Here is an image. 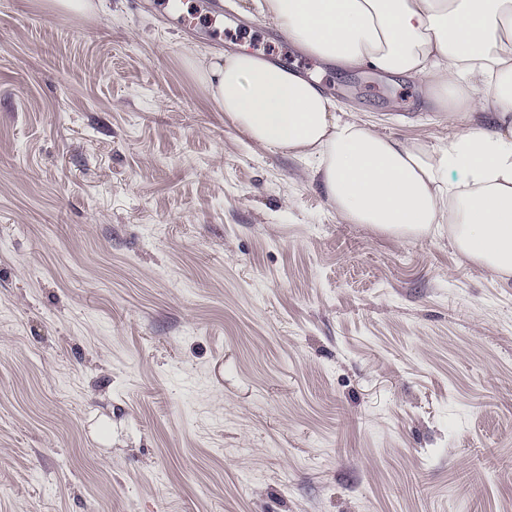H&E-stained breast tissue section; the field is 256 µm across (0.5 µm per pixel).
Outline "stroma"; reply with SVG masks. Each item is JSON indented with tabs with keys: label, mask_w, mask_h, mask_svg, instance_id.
Wrapping results in <instances>:
<instances>
[{
	"label": "stroma",
	"mask_w": 512,
	"mask_h": 512,
	"mask_svg": "<svg viewBox=\"0 0 512 512\" xmlns=\"http://www.w3.org/2000/svg\"><path fill=\"white\" fill-rule=\"evenodd\" d=\"M0 0V512H512V280L343 222L190 52L438 146L416 83L224 0Z\"/></svg>",
	"instance_id": "obj_1"
}]
</instances>
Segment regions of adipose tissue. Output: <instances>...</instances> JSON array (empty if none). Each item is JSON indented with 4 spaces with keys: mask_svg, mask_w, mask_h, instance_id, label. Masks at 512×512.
Wrapping results in <instances>:
<instances>
[{
    "mask_svg": "<svg viewBox=\"0 0 512 512\" xmlns=\"http://www.w3.org/2000/svg\"><path fill=\"white\" fill-rule=\"evenodd\" d=\"M324 63L415 80L448 141L340 113L317 82L248 51L191 56L208 96L258 148L308 164L337 216L395 239L447 235L512 278V0H255Z\"/></svg>",
    "mask_w": 512,
    "mask_h": 512,
    "instance_id": "obj_1",
    "label": "adipose tissue"
}]
</instances>
